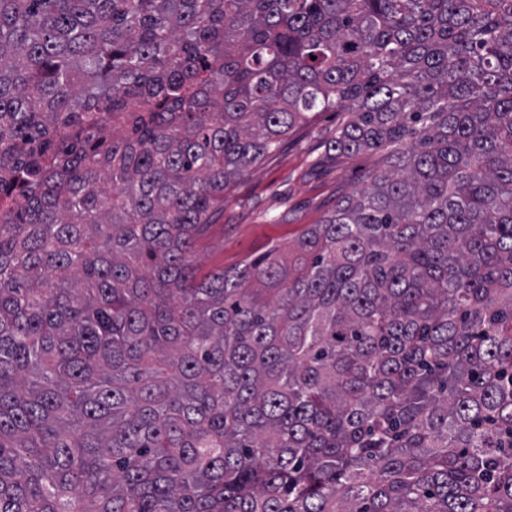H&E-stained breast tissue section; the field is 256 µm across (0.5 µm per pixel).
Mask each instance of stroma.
<instances>
[{
  "mask_svg": "<svg viewBox=\"0 0 512 512\" xmlns=\"http://www.w3.org/2000/svg\"><path fill=\"white\" fill-rule=\"evenodd\" d=\"M343 118L340 112L317 114L225 190L224 211L197 252L200 274L233 267L287 241L319 223L338 200L364 184L380 164L378 154L324 159L325 143Z\"/></svg>",
  "mask_w": 512,
  "mask_h": 512,
  "instance_id": "stroma-1",
  "label": "stroma"
}]
</instances>
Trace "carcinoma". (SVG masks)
I'll return each instance as SVG.
<instances>
[{
	"mask_svg": "<svg viewBox=\"0 0 512 512\" xmlns=\"http://www.w3.org/2000/svg\"><path fill=\"white\" fill-rule=\"evenodd\" d=\"M330 111L369 184L198 275ZM0 512H512V0H0Z\"/></svg>",
	"mask_w": 512,
	"mask_h": 512,
	"instance_id": "carcinoma-1",
	"label": "carcinoma"
}]
</instances>
